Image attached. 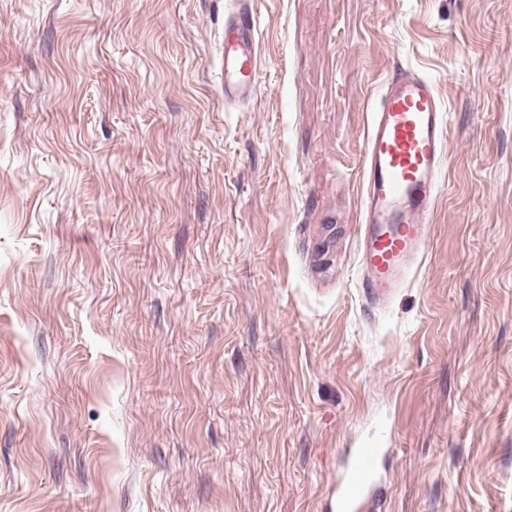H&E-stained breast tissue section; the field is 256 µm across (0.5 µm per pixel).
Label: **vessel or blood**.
I'll return each instance as SVG.
<instances>
[{
    "mask_svg": "<svg viewBox=\"0 0 512 512\" xmlns=\"http://www.w3.org/2000/svg\"><path fill=\"white\" fill-rule=\"evenodd\" d=\"M256 36L249 13L224 23L225 100L238 102L256 93ZM371 112L358 241L363 292L383 303L425 259L447 147L446 114L434 84L410 71L388 79ZM385 453L375 437L349 455L336 481V512H366L375 500Z\"/></svg>",
    "mask_w": 512,
    "mask_h": 512,
    "instance_id": "obj_1",
    "label": "vessel or blood"
}]
</instances>
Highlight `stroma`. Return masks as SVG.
Wrapping results in <instances>:
<instances>
[{"label":"stroma","mask_w":512,"mask_h":512,"mask_svg":"<svg viewBox=\"0 0 512 512\" xmlns=\"http://www.w3.org/2000/svg\"><path fill=\"white\" fill-rule=\"evenodd\" d=\"M0 0V512H512V0ZM449 113L427 259L360 286L386 80ZM257 26L252 14L240 12L224 22V101L252 98L259 69ZM388 450L383 448L380 436L354 449L336 481V512L372 510L368 506L374 502L380 483L379 464Z\"/></svg>","instance_id":"35a3bbf8"}]
</instances>
